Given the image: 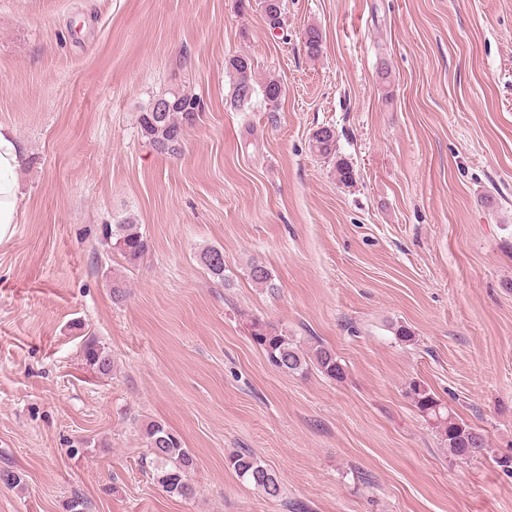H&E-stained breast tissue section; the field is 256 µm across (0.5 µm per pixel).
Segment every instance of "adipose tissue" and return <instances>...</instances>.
Wrapping results in <instances>:
<instances>
[{
    "mask_svg": "<svg viewBox=\"0 0 512 512\" xmlns=\"http://www.w3.org/2000/svg\"><path fill=\"white\" fill-rule=\"evenodd\" d=\"M24 151L15 132L0 126V242L13 237L19 217L17 172Z\"/></svg>",
    "mask_w": 512,
    "mask_h": 512,
    "instance_id": "adipose-tissue-1",
    "label": "adipose tissue"
}]
</instances>
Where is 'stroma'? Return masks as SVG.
I'll use <instances>...</instances> for the list:
<instances>
[{
    "label": "stroma",
    "mask_w": 512,
    "mask_h": 512,
    "mask_svg": "<svg viewBox=\"0 0 512 512\" xmlns=\"http://www.w3.org/2000/svg\"><path fill=\"white\" fill-rule=\"evenodd\" d=\"M238 54L281 81L277 112L231 106ZM178 88L200 110L172 158L138 117ZM0 124L25 153L0 243V471L24 484L0 482V512H512V0H284L275 28L258 0H0ZM323 125L352 187L310 150ZM129 216L149 251L128 265L104 227ZM254 317L346 379L273 367ZM92 337L111 376L83 363ZM413 380L485 454L441 448ZM151 421L195 455L193 498L153 480ZM245 450L279 498L228 468ZM200 260L213 277L225 280L226 261L221 249L217 247L205 248L200 254Z\"/></svg>",
    "instance_id": "obj_1"
}]
</instances>
